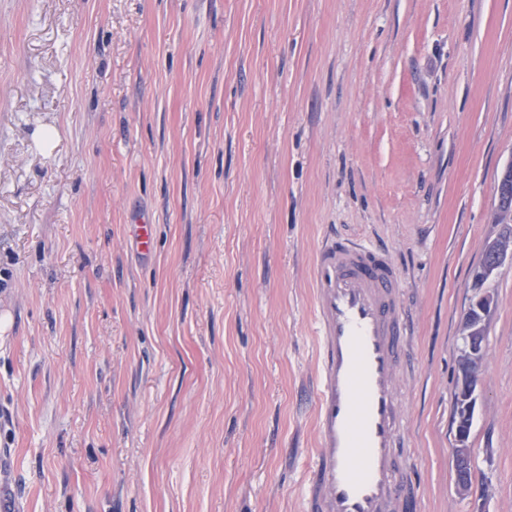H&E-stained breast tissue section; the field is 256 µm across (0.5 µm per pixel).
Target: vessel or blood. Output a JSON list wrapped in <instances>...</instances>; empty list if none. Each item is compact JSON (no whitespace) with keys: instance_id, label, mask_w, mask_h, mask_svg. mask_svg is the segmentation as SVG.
Returning <instances> with one entry per match:
<instances>
[{"instance_id":"b4317fda","label":"vessel or blood","mask_w":512,"mask_h":512,"mask_svg":"<svg viewBox=\"0 0 512 512\" xmlns=\"http://www.w3.org/2000/svg\"><path fill=\"white\" fill-rule=\"evenodd\" d=\"M314 279L322 379L309 512H399L410 468L396 387L407 333L399 274L380 247L330 238Z\"/></svg>"}]
</instances>
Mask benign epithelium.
<instances>
[{
    "mask_svg": "<svg viewBox=\"0 0 512 512\" xmlns=\"http://www.w3.org/2000/svg\"><path fill=\"white\" fill-rule=\"evenodd\" d=\"M498 208L506 216L512 217V163L508 164L499 177L496 187ZM512 264V247H502L496 242L489 243L484 250L483 259L473 272V303L477 305L479 318L474 319L465 314L464 324L467 331L463 334L461 360L458 362L460 380L469 394L470 412H475L476 392L480 383L479 371L486 355L485 338L481 336L484 322L494 306L493 296L484 288V284L505 263ZM456 446L453 448L455 458L456 478L455 489L463 496H470L481 482L487 477L476 478L472 470V455H459V449L467 447L465 434L456 433Z\"/></svg>",
    "mask_w": 512,
    "mask_h": 512,
    "instance_id": "benign-epithelium-1",
    "label": "benign epithelium"
}]
</instances>
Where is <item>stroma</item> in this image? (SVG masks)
<instances>
[{"instance_id":"obj_1","label":"stroma","mask_w":512,"mask_h":512,"mask_svg":"<svg viewBox=\"0 0 512 512\" xmlns=\"http://www.w3.org/2000/svg\"><path fill=\"white\" fill-rule=\"evenodd\" d=\"M511 162L512 0H0V512H307L330 234L399 270L419 512H512L508 264L452 457ZM496 195L500 212L510 216L512 220V163H509L501 172ZM506 262L512 265V247H502L493 241L485 247L483 259L473 272V288L475 291L473 303L477 305L479 313L473 306L472 310L480 317L473 319L470 315V309L467 310L464 316L467 331L462 336L463 347L461 349V360L458 362L460 382L463 381L469 394L470 414L472 416L475 412L476 392L480 383L479 371L487 350L485 338L480 333L494 306L491 292L483 286ZM470 414L467 413V394L458 385L454 400V423H458L463 428L471 419ZM465 436H467V434L459 433L458 431L455 435L456 446L453 448L456 471L455 489L463 496H470L480 483L472 470L473 448H469L468 455L465 457L459 456L460 448H468V438H465Z\"/></svg>"}]
</instances>
